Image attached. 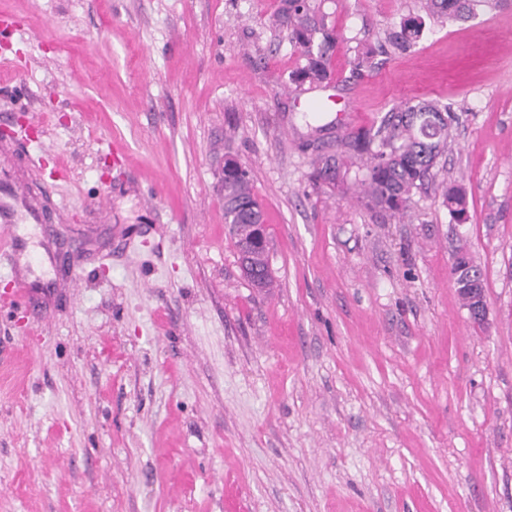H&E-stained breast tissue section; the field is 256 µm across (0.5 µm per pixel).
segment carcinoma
Masks as SVG:
<instances>
[{
	"mask_svg": "<svg viewBox=\"0 0 512 512\" xmlns=\"http://www.w3.org/2000/svg\"><path fill=\"white\" fill-rule=\"evenodd\" d=\"M426 14L456 21L474 18L478 11L495 7L504 0H424ZM277 23L288 31L289 44L304 64L289 75L294 84L321 83L331 77V58L342 35L327 22L315 0H282ZM424 19L420 15L402 18L391 34L393 45L407 49L421 38ZM453 110L434 100H419L391 109L376 131L351 133L346 145L366 159L361 182L366 205L396 216L404 213L413 193L432 187L440 191L442 205L452 223L469 220L466 190L438 180V158L448 144V120ZM339 159L329 155L321 160L315 179L325 182L336 177ZM224 222L234 242L248 235L250 225L263 223L248 170L232 157L224 160ZM249 266L262 273L257 287L272 288L267 249L251 252Z\"/></svg>",
	"mask_w": 512,
	"mask_h": 512,
	"instance_id": "carcinoma-1",
	"label": "carcinoma"
}]
</instances>
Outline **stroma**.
Segmentation results:
<instances>
[{
    "label": "stroma",
    "instance_id": "1",
    "mask_svg": "<svg viewBox=\"0 0 512 512\" xmlns=\"http://www.w3.org/2000/svg\"><path fill=\"white\" fill-rule=\"evenodd\" d=\"M279 3L0 0V192L22 196L0 300L31 289L0 303V512H512V0L407 50L388 34L419 0H323L332 76L298 87ZM420 99L457 114L439 177L468 224L430 189L367 207L357 162L314 183ZM228 154L267 291L224 222ZM248 260H249V266L252 267V269H255L258 272L262 273V277L259 280L257 287L258 288H274V280L269 271L267 247L253 249ZM469 288H462L467 292L472 314L474 317L478 318L480 323H483L487 320L488 317V305L486 303V295L483 283L481 280H471L468 284Z\"/></svg>",
    "mask_w": 512,
    "mask_h": 512
}]
</instances>
